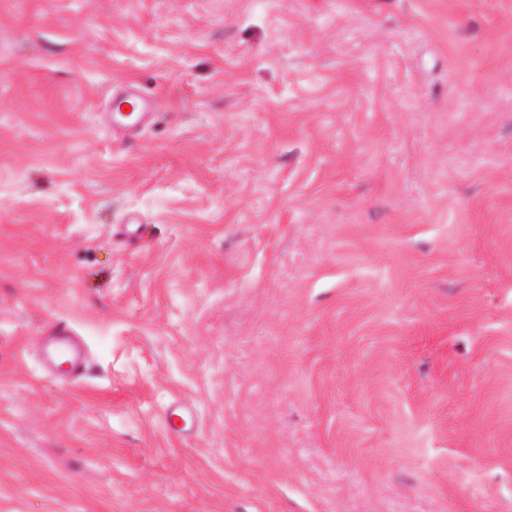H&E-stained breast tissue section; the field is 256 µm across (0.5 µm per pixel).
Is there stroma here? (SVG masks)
<instances>
[{
  "label": "stroma",
  "instance_id": "stroma-1",
  "mask_svg": "<svg viewBox=\"0 0 512 512\" xmlns=\"http://www.w3.org/2000/svg\"><path fill=\"white\" fill-rule=\"evenodd\" d=\"M0 512H512V0H0ZM45 357L53 365L60 360L67 361L74 376L81 373L85 360L79 350L71 329L62 323L55 324L50 330Z\"/></svg>",
  "mask_w": 512,
  "mask_h": 512
}]
</instances>
